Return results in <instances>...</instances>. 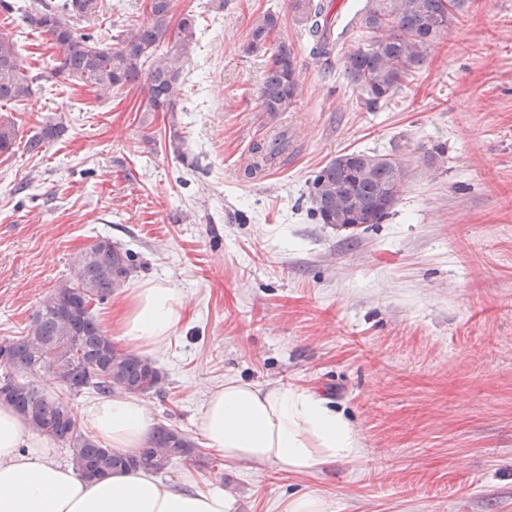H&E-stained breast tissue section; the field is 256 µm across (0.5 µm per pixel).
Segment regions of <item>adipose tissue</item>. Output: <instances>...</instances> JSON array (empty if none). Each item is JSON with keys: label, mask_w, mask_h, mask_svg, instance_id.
Returning a JSON list of instances; mask_svg holds the SVG:
<instances>
[{"label": "adipose tissue", "mask_w": 512, "mask_h": 512, "mask_svg": "<svg viewBox=\"0 0 512 512\" xmlns=\"http://www.w3.org/2000/svg\"><path fill=\"white\" fill-rule=\"evenodd\" d=\"M115 331L132 349L153 353L173 337L183 295L167 281H147L123 297ZM98 437L127 453L153 425L136 398L115 395L88 407ZM207 448L226 461L311 472L355 456L356 435L325 398L300 387L236 379L210 391L198 419ZM219 491H199L193 472L165 483L143 471L118 472L90 484L55 459L51 441L0 406V512H230Z\"/></svg>", "instance_id": "adipose-tissue-1"}]
</instances>
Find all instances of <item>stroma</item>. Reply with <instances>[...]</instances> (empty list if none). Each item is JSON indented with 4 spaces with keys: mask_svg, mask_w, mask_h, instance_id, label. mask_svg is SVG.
Wrapping results in <instances>:
<instances>
[{
    "mask_svg": "<svg viewBox=\"0 0 512 512\" xmlns=\"http://www.w3.org/2000/svg\"><path fill=\"white\" fill-rule=\"evenodd\" d=\"M105 47L146 24L145 0H98ZM336 48L315 57L288 0H173L196 16L175 113L148 112L146 83L106 101L70 80L0 103L17 130L0 154V340L23 335L42 298L99 236L132 250L128 287L165 279L185 305L151 356L163 394L151 419L203 437L197 419L227 379L306 387L352 426L358 453L311 473L218 464L198 475L232 512H286L304 493L328 512H512V0H467L422 68L367 111L343 57L366 0H331ZM280 16L298 58L295 105L260 110L266 67L244 56L255 16ZM31 73L61 51L0 11ZM65 133L25 152L46 122ZM183 155L169 148L171 131ZM288 133L259 178L253 143ZM443 143L434 167L422 149ZM395 154L410 168L392 214L340 230L309 212V183L338 154Z\"/></svg>",
    "mask_w": 512,
    "mask_h": 512,
    "instance_id": "obj_1",
    "label": "stroma"
}]
</instances>
